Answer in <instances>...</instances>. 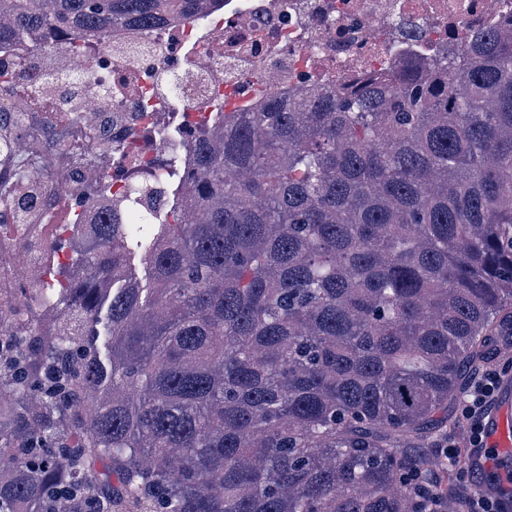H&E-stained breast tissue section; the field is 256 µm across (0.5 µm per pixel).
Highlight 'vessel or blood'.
I'll return each instance as SVG.
<instances>
[{"instance_id":"vessel-or-blood-1","label":"vessel or blood","mask_w":512,"mask_h":512,"mask_svg":"<svg viewBox=\"0 0 512 512\" xmlns=\"http://www.w3.org/2000/svg\"><path fill=\"white\" fill-rule=\"evenodd\" d=\"M483 451L475 459V467L497 475L494 483L484 482L477 493L495 494L512 482V383H505L496 402L484 418Z\"/></svg>"}]
</instances>
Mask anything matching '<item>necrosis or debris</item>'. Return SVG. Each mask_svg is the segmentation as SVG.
Returning <instances> with one entry per match:
<instances>
[{
    "label": "necrosis or debris",
    "instance_id": "1",
    "mask_svg": "<svg viewBox=\"0 0 512 512\" xmlns=\"http://www.w3.org/2000/svg\"><path fill=\"white\" fill-rule=\"evenodd\" d=\"M505 14L512 0H227L203 32L185 21L1 47L0 110L23 115L33 177L20 193L17 167H0V322L17 323L16 301L54 267L59 197L122 193L139 162L166 155L160 131L309 80L340 86L389 70L399 50L448 43ZM46 68L55 78L45 84ZM23 78L41 92L17 98ZM54 182L61 196L46 193Z\"/></svg>",
    "mask_w": 512,
    "mask_h": 512
}]
</instances>
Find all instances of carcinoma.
I'll return each mask as SVG.
<instances>
[{
    "mask_svg": "<svg viewBox=\"0 0 512 512\" xmlns=\"http://www.w3.org/2000/svg\"><path fill=\"white\" fill-rule=\"evenodd\" d=\"M221 2L0 0V46ZM182 146L0 338V512H448L429 443L512 335V20Z\"/></svg>",
    "mask_w": 512,
    "mask_h": 512,
    "instance_id": "obj_1",
    "label": "carcinoma"
}]
</instances>
